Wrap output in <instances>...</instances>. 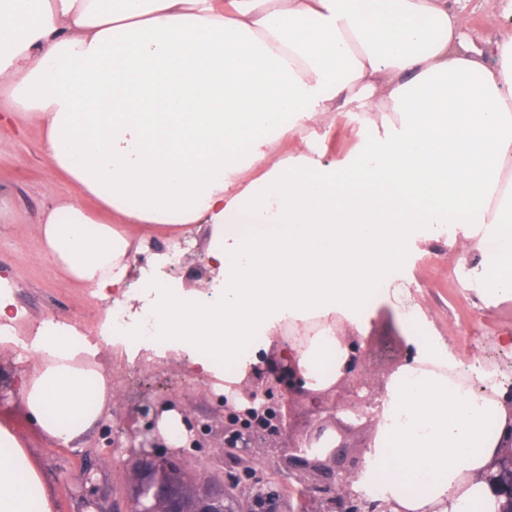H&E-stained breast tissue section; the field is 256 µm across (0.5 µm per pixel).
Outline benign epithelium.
Returning <instances> with one entry per match:
<instances>
[{
  "label": "benign epithelium",
  "mask_w": 512,
  "mask_h": 512,
  "mask_svg": "<svg viewBox=\"0 0 512 512\" xmlns=\"http://www.w3.org/2000/svg\"><path fill=\"white\" fill-rule=\"evenodd\" d=\"M348 356L341 378L325 390L306 386L297 364L273 356L264 369L248 377L242 393L250 407L224 408V462L245 472L288 470V488L276 482L224 483V478L188 474L171 456L140 459L123 477L122 500L99 506V512H188L182 507L186 487L196 489L193 512H390L391 505L369 501L351 489L363 465L349 456L345 431L355 423H373L382 402V390L368 375L358 338L341 337ZM288 381L278 402L272 384ZM314 402V428L283 450L282 463L272 464L265 449L293 421L295 404ZM508 422L493 458L494 471L487 483L496 499H505L498 512H512V393L506 401Z\"/></svg>",
  "instance_id": "7a95c632"
}]
</instances>
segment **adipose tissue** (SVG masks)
Here are the masks:
<instances>
[{
	"mask_svg": "<svg viewBox=\"0 0 512 512\" xmlns=\"http://www.w3.org/2000/svg\"><path fill=\"white\" fill-rule=\"evenodd\" d=\"M460 0H0V97L13 121L43 126L47 163L110 213L64 201L36 244L131 324L155 333L116 348L195 351L210 374L235 365L254 331L315 388L337 355V314L361 307L424 224L508 242L478 280L512 298V34L477 46ZM355 109L382 114L339 162L280 157L302 130ZM256 172L241 184L240 176ZM134 224H205L206 288L156 283L130 309ZM99 350L39 332L14 383L27 416L60 446L103 414ZM512 379L463 376L443 338L416 346L387 388L367 470L392 512H494L482 476L507 420ZM21 439L0 425V512H54Z\"/></svg>",
	"mask_w": 512,
	"mask_h": 512,
	"instance_id": "adipose-tissue-1",
	"label": "adipose tissue"
}]
</instances>
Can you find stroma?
I'll return each mask as SVG.
<instances>
[{"label": "stroma", "mask_w": 512, "mask_h": 512, "mask_svg": "<svg viewBox=\"0 0 512 512\" xmlns=\"http://www.w3.org/2000/svg\"><path fill=\"white\" fill-rule=\"evenodd\" d=\"M508 1L466 0L461 23L467 35L473 41L487 42L512 31V24L503 18ZM42 138L41 128L34 123L18 131L0 132V277L8 280L22 312L14 325L16 335H34L44 317L52 314L95 339L106 324L104 300L65 275L34 246L33 237L41 213L56 201L73 199L93 213L98 206L68 176L46 163ZM365 140L364 119L352 112L336 117L333 124L301 131L280 152L315 151L326 159L340 160L356 152ZM135 230L141 250L132 259V295H139L149 281L189 291L210 279L205 230L194 224L177 228L139 224ZM177 245L182 248L181 261L172 268L167 254ZM457 253V241L437 225H422L419 234L403 246L397 262L385 270L366 306V318L352 316L342 322L340 335L358 337L368 373L377 384L389 385L411 362L415 341L431 336L447 338L459 365L478 357L488 368L512 376V355L496 345L497 336L512 332V299L496 297L475 282L470 272L458 268ZM400 282L409 288L407 304L416 309V320L405 318L386 293ZM99 361L112 384V402L71 446L48 441L29 423L16 397L0 404V424L16 430L28 448L44 475L55 512H97L103 470L122 474L134 461L129 449L111 447V440L126 439L130 432L156 422L167 399L176 402L184 420L205 428L201 447L176 451L179 464L191 472L221 471L229 482L245 481L242 471L224 464L223 383L196 374L189 353L176 360L130 361L107 347L101 349ZM83 473L89 480L77 498L70 478Z\"/></svg>", "instance_id": "obj_1"}]
</instances>
